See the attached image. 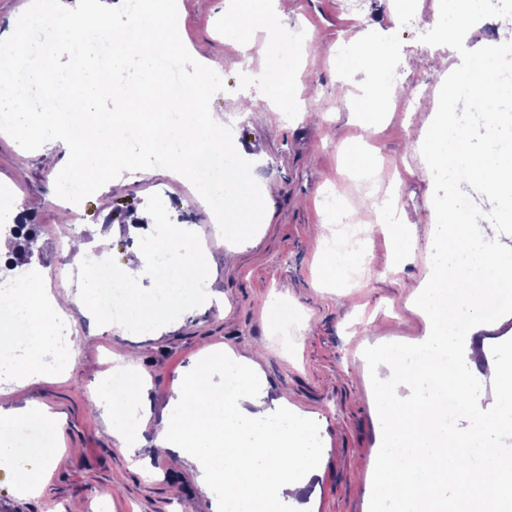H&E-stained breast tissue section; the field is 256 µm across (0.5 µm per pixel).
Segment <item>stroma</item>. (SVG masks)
Returning <instances> with one entry per match:
<instances>
[{
    "instance_id": "35a3bbf8",
    "label": "stroma",
    "mask_w": 512,
    "mask_h": 512,
    "mask_svg": "<svg viewBox=\"0 0 512 512\" xmlns=\"http://www.w3.org/2000/svg\"><path fill=\"white\" fill-rule=\"evenodd\" d=\"M292 7L281 24L301 30V42L269 49L254 23L243 34L267 66L289 57L288 86L302 111L319 113L315 123L301 114L271 111V85L263 70H247L226 40L225 23L243 14L242 0H177L187 45H206L223 72L226 89L213 96L210 107L242 145L266 200L263 221L247 242L217 237L209 209L193 201L190 181L163 168L123 172L112 189H99L78 210H69L54 188L65 165L62 152L24 153L14 140L0 137V185L42 203L35 213L36 239L25 255L43 287L55 294L69 289L65 273L76 259L72 250L59 249L58 237L87 239L98 225L112 236V267L124 271L127 260L135 259L138 287L150 288L152 241L147 234L130 233L129 226L138 213L162 210L180 214L204 242L214 297L213 303L176 312L152 332L114 335L102 331L96 315L74 322V347L62 379L10 382L14 399L57 414V440L65 452L33 496L15 490L11 478L0 473V512H180L187 500L196 512H213V499L201 489L193 464L166 461L160 473L147 472L113 439L91 394L111 372L113 358L136 351V367L152 385L157 419L167 411L173 387L206 357L249 359L258 349L263 352L258 390L271 399V416L279 417V400L287 398L329 447L311 488V512H369L381 439L363 351L428 331L404 288L408 282H428L432 273L435 226L417 217L432 209L434 183L417 140L434 118L429 105L438 98L447 70L457 68L461 58L450 47L420 42L425 25L408 27L401 20L406 9L429 12L433 0L398 5L393 0H293ZM364 30L395 47L381 67L402 66L404 111H373L363 102L367 88L386 94L389 85L366 75L358 63L336 67L337 44H353ZM355 144L368 147L373 164L395 173L389 192L412 223L418 240L414 251L402 252L394 232L374 230L376 217L364 206L366 192L376 186L349 170L342 158ZM332 192L359 211L369 230L363 272L354 280L328 279L323 273L324 243L334 231L323 202ZM279 303L295 319L286 338L274 325Z\"/></svg>"
}]
</instances>
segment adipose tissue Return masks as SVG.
Returning <instances> with one entry per match:
<instances>
[{
    "label": "adipose tissue",
    "instance_id": "1",
    "mask_svg": "<svg viewBox=\"0 0 512 512\" xmlns=\"http://www.w3.org/2000/svg\"><path fill=\"white\" fill-rule=\"evenodd\" d=\"M152 233L153 248L170 254L173 274L155 275L154 289L169 287L171 277L197 283V292L175 297L176 307L200 300L201 288L208 285L210 255L192 230L184 225L164 223L146 225ZM95 295L94 285H86L76 297L56 296L40 284L4 282L0 284V303L10 306L23 318L27 328L0 330V347H22L26 357L8 368V375L21 382L46 378L40 361L54 342V320L64 306H87ZM128 313L126 322L116 329L149 331L164 323L168 309L153 302L150 294L137 290L125 293L119 302ZM117 371L123 374L134 406L124 405L99 393L98 404L112 417V435L121 447L136 448L143 432H150V459L181 458L195 464L205 492L213 494L218 512H304L303 499L319 475L317 463L325 450L308 419L292 415L291 426L276 425L267 415L263 398L253 387L254 372L243 366L239 385L228 399L220 401L206 368L174 388L175 398L168 414L157 424H149L151 386L136 368L132 358H125ZM258 426L260 437L250 444L238 438L241 423ZM54 447L36 448L18 454L6 442H0V471L9 473L18 491L32 494L43 483L45 467L57 455Z\"/></svg>",
    "mask_w": 512,
    "mask_h": 512
}]
</instances>
